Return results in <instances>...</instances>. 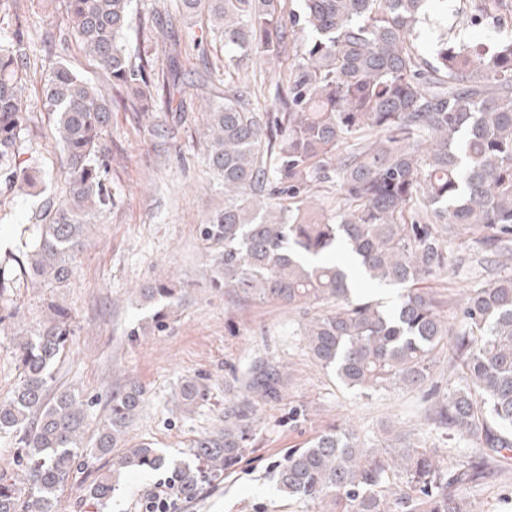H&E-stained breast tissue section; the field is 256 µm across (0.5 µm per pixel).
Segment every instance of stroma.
<instances>
[{"label":"stroma","instance_id":"35a3bbf8","mask_svg":"<svg viewBox=\"0 0 512 512\" xmlns=\"http://www.w3.org/2000/svg\"><path fill=\"white\" fill-rule=\"evenodd\" d=\"M176 4L133 0L126 39L131 54L142 50L140 20L149 10L182 35L207 28L203 15L180 20ZM16 40L26 47L30 78L23 98L31 113L20 134L18 160L39 170L44 188L20 193L0 177V252L18 248L23 227L46 223L53 202L67 192L61 177L65 155L56 140L55 116L45 104L53 67L65 63L106 98L117 94L99 64L69 35L63 9L50 0L0 5V44ZM183 71L194 107L182 117L113 108L104 140L110 151L104 179L114 203L90 225L69 285L20 283L8 306L0 307V400L11 396L19 381L18 337L35 334L53 308H64L74 334L68 354L54 367V386L88 400L85 443H92L106 420L113 392L134 382L143 388L144 401L126 440L150 443L171 465L192 466L194 441L223 428L229 391L240 388L252 361L278 360L288 371L286 397L257 403V424L235 468L204 483L195 496L178 499L176 512H325L323 504L277 491L273 472L289 452L339 422L374 443L389 430L430 434L431 400L423 387L359 396L311 358L300 336L302 312L244 302L214 285L213 255L203 249L198 227L223 206L224 186L204 164L197 131L206 102L232 82L218 32L209 31ZM471 238V232L458 230L451 239L456 262L434 281L448 294L486 277ZM154 280L171 281L183 293L173 323L162 332L149 328L153 308L137 294L140 285ZM187 377L204 384L207 395L183 411L176 408L174 393ZM299 406L305 416L292 415ZM103 464L91 455L81 458L60 495L59 512H144L145 494L170 475L168 469L132 473L103 511L87 492ZM492 471L481 485L463 490L469 512H512V458L497 459Z\"/></svg>","mask_w":512,"mask_h":512}]
</instances>
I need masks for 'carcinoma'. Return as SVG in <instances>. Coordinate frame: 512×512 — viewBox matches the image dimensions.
I'll return each instance as SVG.
<instances>
[{
  "label": "carcinoma",
  "mask_w": 512,
  "mask_h": 512,
  "mask_svg": "<svg viewBox=\"0 0 512 512\" xmlns=\"http://www.w3.org/2000/svg\"><path fill=\"white\" fill-rule=\"evenodd\" d=\"M72 34L125 95L100 90L60 63L47 80L56 114L69 195L33 225L22 255L0 256V300L19 279L65 285L92 220L110 203L101 171L103 135L112 107L149 112L162 91L166 112H184L181 59L187 43L146 22L143 39L168 45L170 63L148 79L149 57L132 63L125 43L131 0H64ZM182 16L207 14L224 37V67L238 76L255 62L291 61L286 89L276 86L275 112L255 106L257 93L237 81L207 112L204 161L224 181V209L198 227L205 249L218 253L213 282L225 290L293 310H314L301 325L306 348L346 388L368 397L390 387L430 381L434 354L448 344L458 385L433 404L429 419L462 461L442 463L437 448L395 434L366 448L349 425L336 424L288 454L277 490L319 501L329 512H468L458 490L476 485L489 462L512 451V272H496L458 304L427 283L448 271L450 225L476 226L477 252L512 261V37L490 34L512 0H436L468 18L479 36L451 41L438 34L431 58L415 41L429 0H179ZM26 50L0 48V174L19 190L41 176L18 167L20 133L31 120L21 87ZM336 176V207L311 199L313 187ZM364 281L401 289L386 307L371 295L353 297ZM163 331L181 298L168 281L139 289ZM64 311L17 343L20 380L0 400V434L19 433L27 448L23 479L0 468V512H54L85 432L75 394H50L53 367L66 352ZM288 372L268 359L253 363L244 382L249 399L224 408V428L198 439L196 468L177 474L175 490L192 496L243 456L255 423L250 400H280ZM185 408L202 390L181 380ZM143 390L112 394L110 414L93 448L112 455L90 497L105 502L126 473L159 469L165 457L144 443H123ZM481 448L467 453L468 446Z\"/></svg>",
  "instance_id": "obj_1"
}]
</instances>
